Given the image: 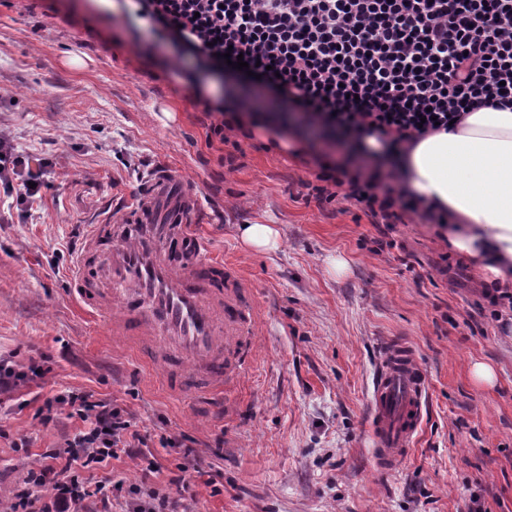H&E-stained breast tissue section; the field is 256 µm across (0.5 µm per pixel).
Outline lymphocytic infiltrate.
Returning a JSON list of instances; mask_svg holds the SVG:
<instances>
[{
  "label": "lymphocytic infiltrate",
  "mask_w": 512,
  "mask_h": 512,
  "mask_svg": "<svg viewBox=\"0 0 512 512\" xmlns=\"http://www.w3.org/2000/svg\"><path fill=\"white\" fill-rule=\"evenodd\" d=\"M150 33L169 40L203 68L227 70L242 55L270 96L216 104L212 136L274 127L314 129L342 152L316 161L308 197L347 201L392 231L405 216L443 228L447 210L423 205L383 160L449 131L451 120L483 107L512 106V0H132ZM377 137L381 152L366 137ZM48 159L0 140V187L33 202ZM69 405L89 428L45 452L10 512H83L81 468L144 454L147 439L125 411L90 395L46 399Z\"/></svg>",
  "instance_id": "obj_1"
}]
</instances>
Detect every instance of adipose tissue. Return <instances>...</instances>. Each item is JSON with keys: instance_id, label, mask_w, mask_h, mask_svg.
I'll list each match as a JSON object with an SVG mask.
<instances>
[{"instance_id": "obj_1", "label": "adipose tissue", "mask_w": 512, "mask_h": 512, "mask_svg": "<svg viewBox=\"0 0 512 512\" xmlns=\"http://www.w3.org/2000/svg\"><path fill=\"white\" fill-rule=\"evenodd\" d=\"M405 186L448 210V247L486 285H512V108L468 113L455 131L419 141L400 163Z\"/></svg>"}]
</instances>
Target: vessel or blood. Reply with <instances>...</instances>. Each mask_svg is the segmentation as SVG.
Returning <instances> with one entry per match:
<instances>
[{
	"label": "vessel or blood",
	"mask_w": 512,
	"mask_h": 512,
	"mask_svg": "<svg viewBox=\"0 0 512 512\" xmlns=\"http://www.w3.org/2000/svg\"><path fill=\"white\" fill-rule=\"evenodd\" d=\"M175 174L160 167L141 178V206L89 225L74 258L70 286L80 307L109 318L115 341L134 336L159 342L206 382L204 396L223 399L237 383L255 333L248 285L200 241L185 244L192 213L188 193L170 192ZM168 222L155 223L156 204ZM370 390L377 448L373 464L389 470L418 434L429 381L412 352L385 343Z\"/></svg>",
	"instance_id": "obj_1"
}]
</instances>
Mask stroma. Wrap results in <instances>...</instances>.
I'll return each mask as SVG.
<instances>
[{
	"label": "stroma",
	"instance_id": "35a3bbf8",
	"mask_svg": "<svg viewBox=\"0 0 512 512\" xmlns=\"http://www.w3.org/2000/svg\"><path fill=\"white\" fill-rule=\"evenodd\" d=\"M112 2L0 5V136L50 161L30 209L0 190V360L25 374L0 397V503L45 449L82 429L43 408L74 392L124 409L159 466L123 456L82 469L88 489L124 483L112 512L141 483L172 491L182 464L206 473L182 493L190 512H512V320L483 307L478 270L417 217L377 254L380 233L362 211L305 201L321 142L260 130L236 149L207 142L203 101L225 98L228 77L196 71L139 31L126 0ZM153 166L174 168L175 191L197 196L192 233L242 270L261 314L241 386L222 407L168 394L155 348L114 342L70 292L88 225L138 201ZM242 224L277 225L278 248H244ZM336 255L346 276L329 269ZM388 340L415 351L430 392L415 446L381 471L368 401ZM477 362L493 367V385L473 380ZM22 436L29 448H15Z\"/></svg>",
	"mask_w": 512,
	"mask_h": 512
}]
</instances>
